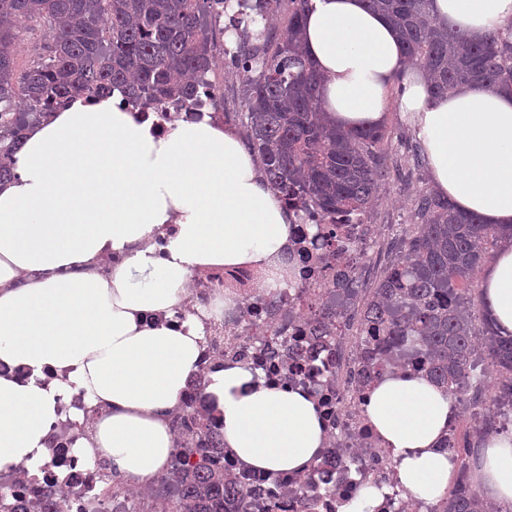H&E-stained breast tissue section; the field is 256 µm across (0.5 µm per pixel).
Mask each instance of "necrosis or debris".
Wrapping results in <instances>:
<instances>
[{
	"mask_svg": "<svg viewBox=\"0 0 512 512\" xmlns=\"http://www.w3.org/2000/svg\"><path fill=\"white\" fill-rule=\"evenodd\" d=\"M390 260L374 225L359 221L336 227V245L324 251L300 224L288 250L287 287L271 291L265 273L251 265L194 272L177 319L209 311L200 375L219 362H246L266 381L311 393L328 437L313 474L261 475L224 455V482L236 491V512H341L364 486L382 492L375 512H436L412 500L394 479L396 461L368 425L362 403L377 360L369 354L366 300L379 269ZM232 298L233 308L215 304ZM81 397L63 405L65 420L52 434V457L42 469L45 492L67 488L63 512H98L109 468L76 448L84 427L70 419Z\"/></svg>",
	"mask_w": 512,
	"mask_h": 512,
	"instance_id": "obj_1",
	"label": "necrosis or debris"
}]
</instances>
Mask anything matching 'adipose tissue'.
Returning a JSON list of instances; mask_svg holds the SVG:
<instances>
[{
	"instance_id": "obj_1",
	"label": "adipose tissue",
	"mask_w": 512,
	"mask_h": 512,
	"mask_svg": "<svg viewBox=\"0 0 512 512\" xmlns=\"http://www.w3.org/2000/svg\"><path fill=\"white\" fill-rule=\"evenodd\" d=\"M433 15L478 42L512 21V0H433ZM303 49L322 79V110L342 129L382 124L403 84L408 114L436 192L458 211L512 228V87L431 94L397 32L365 0H310ZM295 214L264 178L233 129L179 121L166 133L108 98L75 101L34 124L0 186V471L38 473L61 404L82 394L101 414L78 449L106 460L136 487L164 471L174 452L169 421L198 373V318L168 321L188 277L243 264L280 288ZM120 261L109 276L95 267ZM495 330L512 335V238L479 278ZM20 376H13V369ZM224 445L260 473L307 469L326 427L316 401L269 385L244 364L205 378ZM365 416L397 461L413 498L438 502L455 474L440 447L455 416L447 390L425 376L386 372ZM472 482L512 506V433L477 450Z\"/></svg>"
}]
</instances>
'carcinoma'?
<instances>
[{
    "label": "carcinoma",
    "instance_id": "1",
    "mask_svg": "<svg viewBox=\"0 0 512 512\" xmlns=\"http://www.w3.org/2000/svg\"><path fill=\"white\" fill-rule=\"evenodd\" d=\"M0 0V184L11 179L15 154L30 127L57 106L116 92L121 103L224 106L207 75L218 67L241 81L237 113L263 172L289 207L313 209L332 224L362 215L388 178L377 150L384 127L343 130L322 115L321 79L300 49L309 0ZM399 31L409 62L425 72L432 94L463 85L512 84V24L480 42L439 25L431 0H366ZM287 11L278 34L269 17ZM221 29L213 23L221 18ZM44 21V54L17 73L16 46ZM233 30L235 47L216 53L217 34ZM417 224L402 238L369 301L379 350L420 356L422 374L457 400L471 385L475 346L497 368L499 400L512 401V337L479 327L468 309L470 278L503 232L476 214L455 210L432 193L419 196ZM201 465L176 452L161 481L174 495L157 512H228L224 449L206 448ZM441 512H506L479 497L460 470Z\"/></svg>",
    "mask_w": 512,
    "mask_h": 512
}]
</instances>
